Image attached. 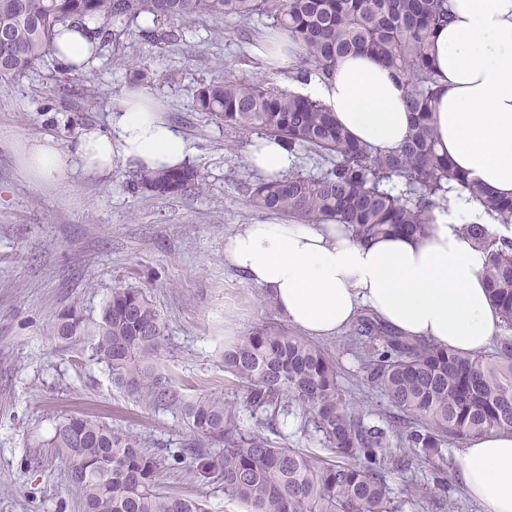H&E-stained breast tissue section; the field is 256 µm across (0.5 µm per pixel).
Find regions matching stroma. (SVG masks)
Returning a JSON list of instances; mask_svg holds the SVG:
<instances>
[{
	"label": "stroma",
	"mask_w": 512,
	"mask_h": 512,
	"mask_svg": "<svg viewBox=\"0 0 512 512\" xmlns=\"http://www.w3.org/2000/svg\"><path fill=\"white\" fill-rule=\"evenodd\" d=\"M180 41L159 44L115 23L87 72L62 75L45 62L0 84V512H81L64 461L46 442L59 422L87 415L138 434L163 463L167 490L203 500L208 512H244L221 484L176 463L188 432L178 411H157L116 387L105 364L78 359L54 337L69 307L98 317L113 288L149 291L166 322L160 372L186 399L218 393L239 401L224 379L227 337L279 322L261 290L224 266V237L239 225L268 220L237 190L258 171L246 162L254 134L211 122L194 109L197 89L225 74L260 76L288 88L291 72L255 54L270 30L260 19L177 21ZM192 142L200 189L159 197L133 189L134 169L110 176L77 174L65 186H39L18 169L14 147L44 134L71 143L84 128L103 127L136 69Z\"/></svg>",
	"instance_id": "obj_1"
}]
</instances>
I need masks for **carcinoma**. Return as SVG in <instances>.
I'll use <instances>...</instances> for the list:
<instances>
[{
    "instance_id": "obj_1",
    "label": "carcinoma",
    "mask_w": 512,
    "mask_h": 512,
    "mask_svg": "<svg viewBox=\"0 0 512 512\" xmlns=\"http://www.w3.org/2000/svg\"><path fill=\"white\" fill-rule=\"evenodd\" d=\"M207 16L217 21L255 16L288 33L302 52L295 75L328 76L336 61L362 52L408 83L413 115L400 150L379 154L350 141L321 103L269 85L261 77H226L205 84L195 110L227 129L276 138L289 153L336 157L319 174L240 183L251 207L311 224L333 221L360 239L396 232L424 235L433 211L454 188L467 191L512 224V199L490 195L455 171L437 148L432 102L437 95L429 53L435 29L450 19L449 0H0V83L14 81L55 54L58 27L88 26L92 52L116 21L157 41L180 40L165 21ZM139 184L158 196H182L202 185L191 166L143 172ZM466 231L487 252L482 271L490 300L512 329V241L479 224ZM56 338L79 355L107 365L112 383L154 409L180 411L191 442L180 459L196 477L224 484V495L245 512H402V506L448 498L443 449L470 436L512 429V336L490 352L468 356L387 329L364 315L347 338L369 388L397 410L383 427L345 386L330 350L278 326L265 325L224 348V372L243 391L255 428H243L237 404L205 394L186 400L178 383L158 371L166 323L142 288L112 289L99 318L70 308L58 314ZM302 430L326 455L290 448L266 431L291 408ZM401 452L391 451L390 438ZM47 446L67 466L83 512H206L183 494L165 490L159 462L141 439L89 416L59 423ZM412 473L396 495L386 473Z\"/></svg>"
}]
</instances>
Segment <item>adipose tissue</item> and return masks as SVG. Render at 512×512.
Returning <instances> with one entry per match:
<instances>
[{
    "instance_id": "1",
    "label": "adipose tissue",
    "mask_w": 512,
    "mask_h": 512,
    "mask_svg": "<svg viewBox=\"0 0 512 512\" xmlns=\"http://www.w3.org/2000/svg\"><path fill=\"white\" fill-rule=\"evenodd\" d=\"M452 18L431 47L438 100L433 114L440 151L458 172L500 198H512V0H450ZM296 94L322 103L348 137L387 153L406 139L407 84L368 55L342 59L328 78L309 77ZM191 142L143 87L126 90L107 127H88L69 146L54 136L29 139L19 162L35 184L56 186L75 172L105 176L115 163L170 170L192 154ZM251 167L268 177L295 158L265 139ZM425 235L358 239L344 224L267 220L224 238V265L272 300L304 335L327 339L372 312L389 329L466 355L486 352L503 318L481 273L485 251L464 227L498 224L468 195H450ZM469 496L483 512H512V430L471 436L458 455Z\"/></svg>"
}]
</instances>
